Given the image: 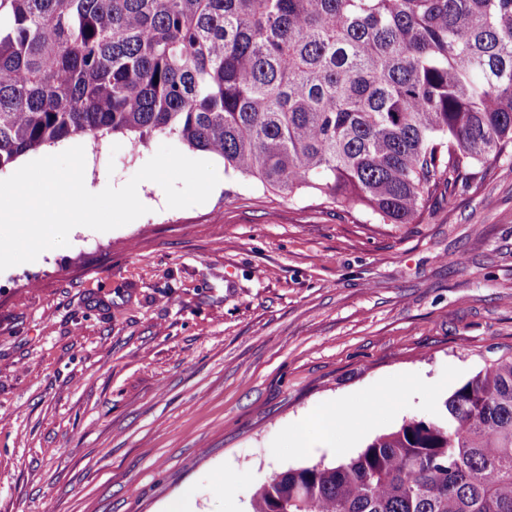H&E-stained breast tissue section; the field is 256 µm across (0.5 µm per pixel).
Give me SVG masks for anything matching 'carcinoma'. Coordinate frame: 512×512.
I'll use <instances>...</instances> for the list:
<instances>
[{
	"mask_svg": "<svg viewBox=\"0 0 512 512\" xmlns=\"http://www.w3.org/2000/svg\"><path fill=\"white\" fill-rule=\"evenodd\" d=\"M382 224L512 149V0H0V170L157 133ZM251 512H512V356Z\"/></svg>",
	"mask_w": 512,
	"mask_h": 512,
	"instance_id": "carcinoma-1",
	"label": "carcinoma"
}]
</instances>
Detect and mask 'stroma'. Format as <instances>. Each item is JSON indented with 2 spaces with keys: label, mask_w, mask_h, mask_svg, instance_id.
Segmentation results:
<instances>
[{
  "label": "stroma",
  "mask_w": 512,
  "mask_h": 512,
  "mask_svg": "<svg viewBox=\"0 0 512 512\" xmlns=\"http://www.w3.org/2000/svg\"><path fill=\"white\" fill-rule=\"evenodd\" d=\"M177 143L81 136L20 161L83 146L100 191ZM213 164L205 203L142 182L149 213L0 272V512H250L271 475L434 418L512 353L511 153L407 224ZM340 414L336 408H326L319 411L316 416V420L323 429L324 443L330 448L336 443V422Z\"/></svg>",
  "instance_id": "35a3bbf8"
}]
</instances>
